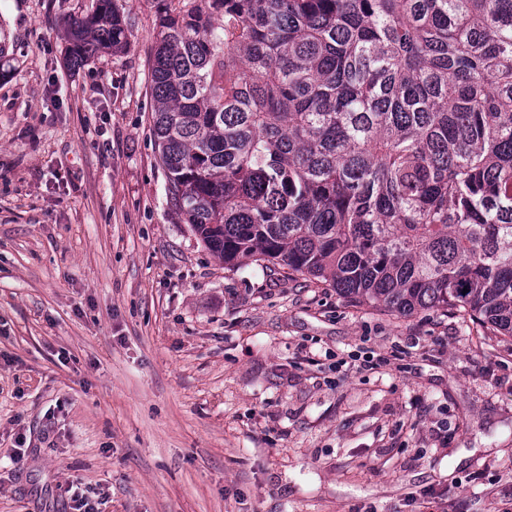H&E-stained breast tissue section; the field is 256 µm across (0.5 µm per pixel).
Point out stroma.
Instances as JSON below:
<instances>
[{"instance_id":"stroma-1","label":"stroma","mask_w":512,"mask_h":512,"mask_svg":"<svg viewBox=\"0 0 512 512\" xmlns=\"http://www.w3.org/2000/svg\"><path fill=\"white\" fill-rule=\"evenodd\" d=\"M94 2L0 0V512H512V337L226 267L167 196L157 0L73 70Z\"/></svg>"}]
</instances>
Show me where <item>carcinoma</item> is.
I'll use <instances>...</instances> for the list:
<instances>
[{
    "label": "carcinoma",
    "mask_w": 512,
    "mask_h": 512,
    "mask_svg": "<svg viewBox=\"0 0 512 512\" xmlns=\"http://www.w3.org/2000/svg\"><path fill=\"white\" fill-rule=\"evenodd\" d=\"M159 24L152 132L205 248L512 337V0H166ZM65 38L79 69L130 26L96 0Z\"/></svg>",
    "instance_id": "carcinoma-1"
}]
</instances>
